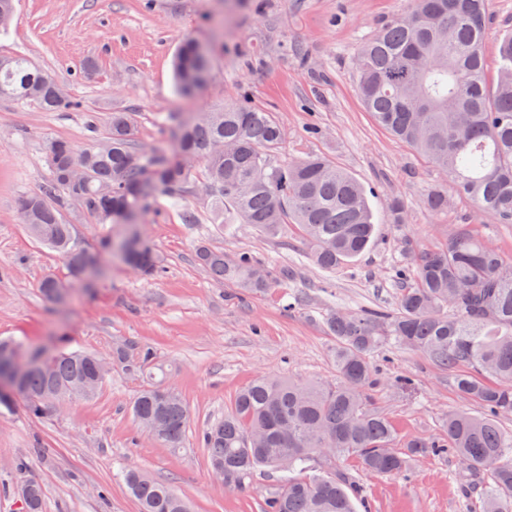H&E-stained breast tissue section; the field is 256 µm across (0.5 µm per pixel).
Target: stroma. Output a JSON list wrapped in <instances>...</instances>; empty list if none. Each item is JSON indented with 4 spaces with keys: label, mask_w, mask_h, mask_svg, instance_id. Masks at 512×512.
Returning a JSON list of instances; mask_svg holds the SVG:
<instances>
[{
    "label": "stroma",
    "mask_w": 512,
    "mask_h": 512,
    "mask_svg": "<svg viewBox=\"0 0 512 512\" xmlns=\"http://www.w3.org/2000/svg\"><path fill=\"white\" fill-rule=\"evenodd\" d=\"M409 7L410 0H18L0 54L23 55L54 72L77 107L47 112L0 99V337L27 345L60 340L67 350L105 359L124 341L149 345L168 369L167 386L187 405L189 428L176 451L139 431L129 405L141 383L117 369L93 399L71 401L48 418L15 402L0 411V512H22L13 489L30 478L46 491V512H139L119 475L123 465L168 483L193 512H262L276 474L259 470L244 490L226 489L199 440L231 412L238 392L262 375L334 380L336 341L327 317L394 309L395 271L410 249L441 245L466 229L512 258V224L480 214L473 201L454 194L447 211L427 210L426 196L450 188L448 176L380 127L354 91L358 46ZM190 35L215 55L203 94L184 100L174 87L172 57ZM240 92L283 126V159L319 155L362 184L377 222L373 244L324 270L310 262L300 225L285 226L275 239L249 224L221 231L204 195L179 202L162 196L140 220L164 258L160 276L144 279L107 254L92 290L75 288L63 303L47 304L42 278L67 279L68 269L17 214L19 198L48 174L45 144L62 139L82 149L105 141L111 113L129 110L134 149L144 154L173 142L166 114L193 118ZM396 197L405 205L398 226L386 221ZM187 209L196 223H184ZM201 243L228 256L251 252L290 270L293 280L262 293L224 286L198 264ZM373 363V404L399 439L438 436L449 412L482 411L459 396L456 371L419 352L391 343ZM343 468L370 512H480L461 463L449 455L413 460L404 476L369 473L352 458Z\"/></svg>",
    "instance_id": "1"
}]
</instances>
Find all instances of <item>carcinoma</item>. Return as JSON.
Listing matches in <instances>:
<instances>
[{
    "mask_svg": "<svg viewBox=\"0 0 512 512\" xmlns=\"http://www.w3.org/2000/svg\"><path fill=\"white\" fill-rule=\"evenodd\" d=\"M487 0H411L402 16L364 41L355 60V91L375 121L393 138L448 174L457 193L485 215L512 224V32L497 42L494 91L487 89L484 44ZM213 49L187 37L174 61L177 92L197 96L207 84ZM57 78L26 57L0 56V97L33 101L47 112L75 107L59 98ZM177 147H157L139 156L133 148L128 112L110 117L107 145L78 150L55 140L45 154L48 178L22 195L17 210L37 241L59 252L71 281L84 284L88 269H101V251L120 249L123 262L145 277L162 272L161 257L138 231L135 217L155 197L181 201L198 184L215 219L226 211L263 234L276 237L283 225L302 226L310 261L322 269L361 255L372 243L375 224L364 187L322 157L285 161L278 157L285 131L270 112L242 96L224 109L186 121L172 112ZM205 162L198 180L193 162ZM85 162L88 179L68 180L70 167ZM110 226L102 250L77 245L64 201ZM432 212L448 210V193L426 198ZM196 260L217 282L251 292L288 287V270L257 261L249 251L227 257L201 245ZM404 282L395 309L338 311L327 318L336 338V380L263 376L237 395L233 410L203 430L201 444L210 468L223 472L224 486L242 490L259 469L280 474L264 500V512H357L351 484L336 460L356 457L381 475H406L409 463L429 455H454L467 479L482 486V512H512V434L499 426L512 413V261L467 231L446 244L411 251L397 270ZM50 302L63 301L68 285L52 276L40 283ZM395 342L447 368L465 366L457 391L484 408L481 415L448 414L441 436L397 438L391 422L371 402L372 355ZM112 366L140 378L160 368L155 351L127 341L112 349ZM98 356L81 351L42 354V366L20 388L0 378V406L22 398L30 414L47 417L55 400L90 398L101 387L91 381ZM490 374L495 382L482 375ZM138 426L166 448H182L189 412L182 398L161 385L144 388L131 407ZM121 476L140 512H190L168 484L135 467ZM23 512H45V489L29 480L17 488Z\"/></svg>",
    "mask_w": 512,
    "mask_h": 512,
    "instance_id": "cac0c4a2",
    "label": "carcinoma"
}]
</instances>
